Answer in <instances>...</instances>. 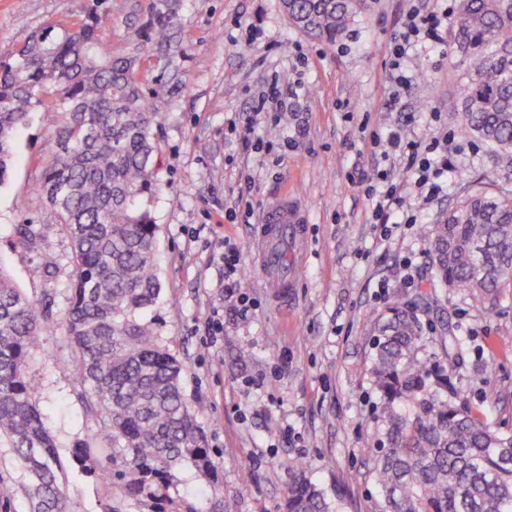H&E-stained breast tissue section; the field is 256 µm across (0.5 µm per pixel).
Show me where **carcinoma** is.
<instances>
[{
  "label": "carcinoma",
  "instance_id": "carcinoma-1",
  "mask_svg": "<svg viewBox=\"0 0 512 512\" xmlns=\"http://www.w3.org/2000/svg\"><path fill=\"white\" fill-rule=\"evenodd\" d=\"M365 0H282L290 23L320 40L339 38ZM93 0L56 32L30 35L0 61V184L9 178L14 136L48 97L64 116L58 152L37 184L72 248L73 278L63 319L86 412L112 447L71 450L87 476L112 485L110 512H238L224 499L198 413L182 387L177 356L160 344L145 311L161 287L153 273L156 224L140 199L159 188L154 132L158 101L180 89L182 0H148L124 53L112 54L107 14ZM448 43L458 58L460 131L512 153V0H459ZM154 63L151 87L139 78ZM431 225L428 264L437 282L493 302L512 284V196L476 186ZM49 314L0 267V448L21 466L20 484L0 478V504L22 496L30 512H77L61 458L27 375L30 355L51 331ZM417 311L387 308L373 340L372 374L383 402L384 439L374 479L388 512H512V434L465 407L452 381L459 341L441 337V363L418 354L428 339ZM203 485L180 494V471ZM280 512H329L305 475Z\"/></svg>",
  "mask_w": 512,
  "mask_h": 512
}]
</instances>
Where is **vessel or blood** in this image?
<instances>
[{
    "instance_id": "obj_1",
    "label": "vessel or blood",
    "mask_w": 512,
    "mask_h": 512,
    "mask_svg": "<svg viewBox=\"0 0 512 512\" xmlns=\"http://www.w3.org/2000/svg\"><path fill=\"white\" fill-rule=\"evenodd\" d=\"M305 231L295 208L282 199L269 206L255 227V239L259 254V270L266 287L287 295L291 276L284 264L281 245L287 240L302 241Z\"/></svg>"
}]
</instances>
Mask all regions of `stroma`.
Returning a JSON list of instances; mask_svg holds the SVG:
<instances>
[{
	"instance_id": "35a3bbf8",
	"label": "stroma",
	"mask_w": 512,
	"mask_h": 512,
	"mask_svg": "<svg viewBox=\"0 0 512 512\" xmlns=\"http://www.w3.org/2000/svg\"><path fill=\"white\" fill-rule=\"evenodd\" d=\"M347 32L320 41L292 26L281 0H183V87L166 98L155 132L162 188L142 198L157 226L154 274L161 284L148 314L180 359L183 383L204 428L225 497L239 512H278L302 466L330 512H382L384 492L371 477L381 436V399L371 375L374 329L397 299L425 294L434 326L420 352L440 358L438 326L461 340L456 381L469 408L512 433V287L479 303L435 283L427 270L432 224L455 198L418 199L398 157H385L371 134L403 128L413 139H447L452 171L494 193L512 194V156L459 132L458 63L449 45L410 55V84L390 68L392 38L411 8L456 0H366ZM79 0H0V60L33 31L78 18ZM279 93L257 113L270 84ZM64 117L34 112L14 143L10 178L0 185V266L53 328L33 354L28 375L60 454L106 448L101 423L88 416L62 319L72 278L71 244L37 183L57 150ZM261 138L246 150L244 136ZM386 173L404 185L413 224L381 230L365 187ZM250 218L228 221L238 197ZM301 211L306 252L288 253L295 279L287 297L264 288L254 226L280 198ZM23 224L37 235L23 244ZM234 247L241 286L252 305L240 313L224 291V250ZM66 478L79 512H106L100 482L74 466Z\"/></svg>"
}]
</instances>
